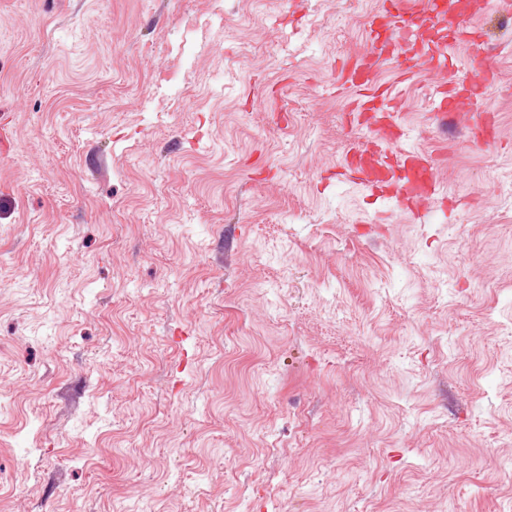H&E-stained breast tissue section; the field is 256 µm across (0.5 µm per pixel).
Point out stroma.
Listing matches in <instances>:
<instances>
[{"instance_id": "1", "label": "stroma", "mask_w": 512, "mask_h": 512, "mask_svg": "<svg viewBox=\"0 0 512 512\" xmlns=\"http://www.w3.org/2000/svg\"><path fill=\"white\" fill-rule=\"evenodd\" d=\"M462 3L374 73L404 209L348 167L388 0H0V512H512V25ZM450 45L451 43H447L446 41L441 42L434 47H431L428 44L427 50H425L420 56L406 55L405 57L396 60V66L404 75L411 77L416 73L422 63L427 62L433 65H447ZM366 141L360 140L352 149V162L357 165L362 180L375 184L394 181L396 193L401 199H412L426 193L436 192L433 166L425 155L414 147L401 149L395 160L386 154L368 147Z\"/></svg>"}]
</instances>
